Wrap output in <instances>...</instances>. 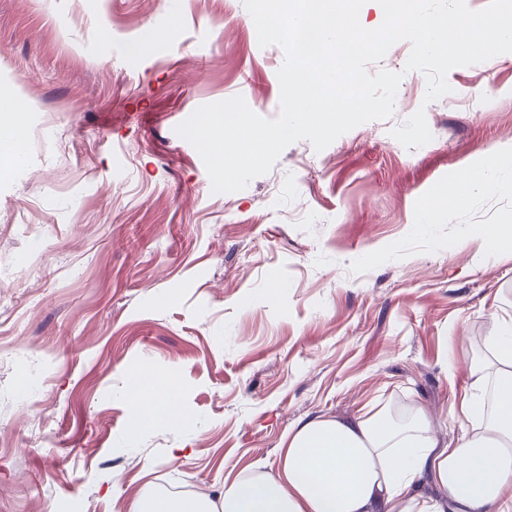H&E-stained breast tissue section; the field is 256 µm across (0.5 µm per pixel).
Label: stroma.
I'll list each match as a JSON object with an SVG mask.
<instances>
[{"mask_svg": "<svg viewBox=\"0 0 512 512\" xmlns=\"http://www.w3.org/2000/svg\"><path fill=\"white\" fill-rule=\"evenodd\" d=\"M252 22L243 0H0L27 130L0 177V512L213 498L301 418L369 402L459 436L470 364L512 315V244L481 234L512 225V189L435 200L512 153V53L428 103L397 42L368 67L402 75L389 117L217 193L177 128L238 96L277 117L286 53ZM420 109L432 138L409 149L392 132ZM142 369L179 378L185 423L137 424Z\"/></svg>", "mask_w": 512, "mask_h": 512, "instance_id": "1", "label": "stroma"}]
</instances>
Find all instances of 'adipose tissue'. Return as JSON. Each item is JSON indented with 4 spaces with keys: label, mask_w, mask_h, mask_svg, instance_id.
Here are the masks:
<instances>
[{
    "label": "adipose tissue",
    "mask_w": 512,
    "mask_h": 512,
    "mask_svg": "<svg viewBox=\"0 0 512 512\" xmlns=\"http://www.w3.org/2000/svg\"><path fill=\"white\" fill-rule=\"evenodd\" d=\"M488 343L494 359L471 366L453 414L455 443L435 437L420 405L404 421L373 405L317 415L289 429L272 470L236 478L221 499L148 495L131 512H512V318L496 321ZM131 402L145 422L186 419L149 370Z\"/></svg>",
    "instance_id": "ef3b65f1"
}]
</instances>
